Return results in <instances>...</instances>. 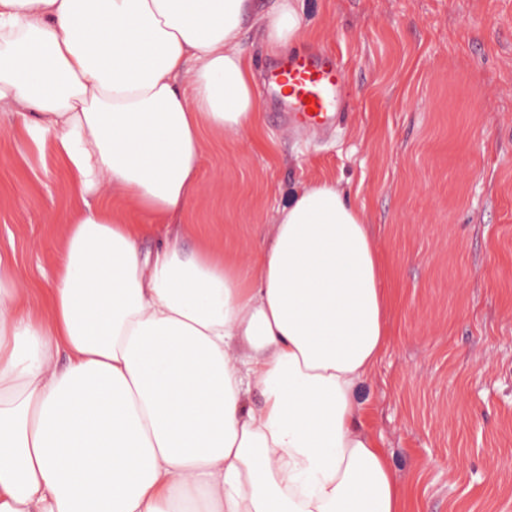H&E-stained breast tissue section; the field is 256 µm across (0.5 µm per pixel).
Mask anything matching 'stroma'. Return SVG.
Returning <instances> with one entry per match:
<instances>
[{"mask_svg": "<svg viewBox=\"0 0 512 512\" xmlns=\"http://www.w3.org/2000/svg\"><path fill=\"white\" fill-rule=\"evenodd\" d=\"M299 10L347 68L348 107L301 136L262 100L257 129L207 135L184 246L250 265L293 192L335 182L389 276L391 344L361 398L409 512H512V0ZM22 123L0 116V255L39 282L71 187Z\"/></svg>", "mask_w": 512, "mask_h": 512, "instance_id": "obj_1", "label": "stroma"}]
</instances>
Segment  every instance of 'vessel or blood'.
Listing matches in <instances>:
<instances>
[{
    "label": "vessel or blood",
    "mask_w": 512,
    "mask_h": 512,
    "mask_svg": "<svg viewBox=\"0 0 512 512\" xmlns=\"http://www.w3.org/2000/svg\"><path fill=\"white\" fill-rule=\"evenodd\" d=\"M347 74L330 52H292L268 68L265 94L279 97L298 128L320 131L345 109Z\"/></svg>",
    "instance_id": "b4317fda"
}]
</instances>
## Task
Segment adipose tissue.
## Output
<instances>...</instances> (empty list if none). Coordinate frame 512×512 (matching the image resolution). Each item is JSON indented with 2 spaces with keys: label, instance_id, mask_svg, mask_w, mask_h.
I'll use <instances>...</instances> for the list:
<instances>
[{
  "label": "adipose tissue",
  "instance_id": "1",
  "mask_svg": "<svg viewBox=\"0 0 512 512\" xmlns=\"http://www.w3.org/2000/svg\"><path fill=\"white\" fill-rule=\"evenodd\" d=\"M253 0H0V111L64 162L34 314L0 257V512H406L360 388L386 350L381 251L334 182L293 193L249 273L185 222L205 137L258 120ZM267 52L304 35L279 0Z\"/></svg>",
  "mask_w": 512,
  "mask_h": 512
}]
</instances>
